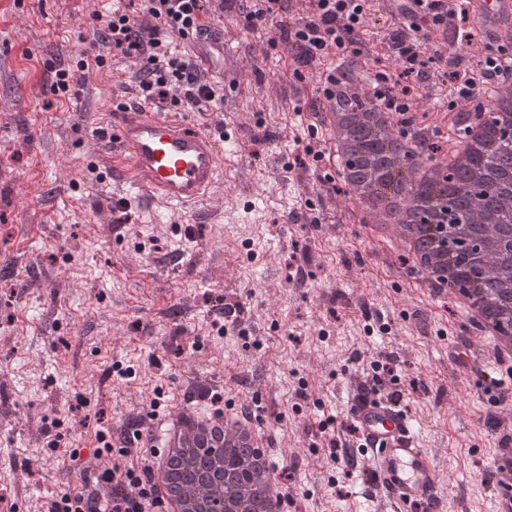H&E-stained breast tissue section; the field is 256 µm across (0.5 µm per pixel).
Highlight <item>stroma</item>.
Returning a JSON list of instances; mask_svg holds the SVG:
<instances>
[{
    "label": "stroma",
    "mask_w": 512,
    "mask_h": 512,
    "mask_svg": "<svg viewBox=\"0 0 512 512\" xmlns=\"http://www.w3.org/2000/svg\"><path fill=\"white\" fill-rule=\"evenodd\" d=\"M113 0H5L0 5V512H50L81 490L104 444L121 448L145 407L199 405L201 393L254 416L282 475L288 512H381L359 484L334 424L345 392L374 364L417 410L421 445L451 482L447 512H496L489 481L512 400L456 367L473 335L445 294L404 270L387 241L333 206L306 148L327 62L296 65L275 21L246 27L257 0H237L227 52L238 88L198 123L237 120L240 150L224 154L219 206L190 219L153 215L132 190L117 224L112 174L94 134L128 80V62L80 76L78 95L51 93L46 64L74 54L92 14ZM385 26L362 27L367 78L384 72L416 104L444 83L454 49L424 43L422 75H404ZM240 307L225 320L212 297ZM184 303L185 321L169 318ZM379 311L368 318L365 307ZM266 390L254 403L256 387Z\"/></svg>",
    "instance_id": "35a3bbf8"
}]
</instances>
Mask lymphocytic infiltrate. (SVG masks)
<instances>
[{
  "label": "lymphocytic infiltrate",
  "instance_id": "1",
  "mask_svg": "<svg viewBox=\"0 0 512 512\" xmlns=\"http://www.w3.org/2000/svg\"><path fill=\"white\" fill-rule=\"evenodd\" d=\"M133 10L114 9L92 28L97 54L77 51L73 66L51 71L53 94L73 93L74 71L104 67L111 54L135 62L132 77L145 102H165L179 111H206L223 101L215 85L205 83L178 45L186 34L199 31L202 0H136ZM316 19L294 23L283 32L303 57L329 56L334 50L357 44L369 0H315ZM126 490L100 500L83 492L55 501L52 512H162L161 495L152 484L148 467L127 468Z\"/></svg>",
  "mask_w": 512,
  "mask_h": 512
}]
</instances>
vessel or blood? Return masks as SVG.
<instances>
[{
  "label": "vessel or blood",
  "instance_id": "b4317fda",
  "mask_svg": "<svg viewBox=\"0 0 512 512\" xmlns=\"http://www.w3.org/2000/svg\"><path fill=\"white\" fill-rule=\"evenodd\" d=\"M449 0H373L372 9L388 26L407 36L418 22L431 20L433 39L447 41L452 26ZM485 43L512 45V0H470ZM224 143L183 113L122 103L97 160L104 169L145 185L154 200L170 206H199L224 189ZM348 426L364 462L361 487L379 497L385 512H442L445 483L433 454L419 443L413 406L393 391H377L365 380L348 393Z\"/></svg>",
  "mask_w": 512,
  "mask_h": 512
}]
</instances>
